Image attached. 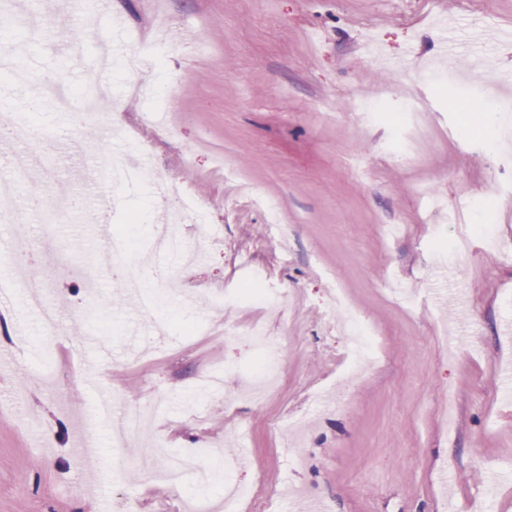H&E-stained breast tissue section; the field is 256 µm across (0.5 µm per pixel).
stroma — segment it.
Wrapping results in <instances>:
<instances>
[{"label": "stroma", "mask_w": 512, "mask_h": 512, "mask_svg": "<svg viewBox=\"0 0 512 512\" xmlns=\"http://www.w3.org/2000/svg\"><path fill=\"white\" fill-rule=\"evenodd\" d=\"M111 2L107 12L94 0H39L35 27L0 13V49L27 39L44 51L31 79L0 75V95L13 100L0 115L43 145H16L0 164V193L25 204L36 181L82 196V160L120 101L125 132L111 148L146 153L151 165L121 188L109 223L150 221L164 207L156 181L174 180L186 200L210 202L181 228L205 252L185 269L138 239V260L181 282L158 300L172 329L157 336L132 330L134 299L113 303L124 290L114 269L130 260L97 248L90 217L58 225L54 254L40 232L47 211L0 223V239L70 270L45 282L61 333L43 330L23 291L0 306L10 326L0 350L13 360L0 370V512H184L188 499H223L228 477L251 490L239 512H267L272 497L279 512H298L292 487L329 512H512V130L484 149L472 115L452 104L477 95L512 112L502 84L512 0H165L160 34L145 0ZM112 11L123 30L112 29ZM130 49L145 61L134 76L123 64ZM45 71L87 97L106 82L111 96L96 119L71 126L36 104ZM403 84L430 111L400 130L387 111L364 120L367 103ZM161 102L163 128L144 124ZM400 134L407 150L393 143ZM60 138L73 156L54 151ZM260 196L278 202L281 228ZM462 198L470 222L495 224L497 235L469 237L448 263L438 244L466 226L427 223L423 208ZM255 271L294 302L249 305ZM331 281L376 338L379 359L364 373L342 372L348 331ZM219 320L277 342L279 382L264 403L247 395L258 353L246 337L187 333ZM89 358L117 403L166 401L152 435L173 453L198 452L207 480H147L140 434L114 444L96 388L77 374ZM214 370L223 392L202 386ZM281 416L297 426L271 430ZM87 432L100 449L96 482L72 455Z\"/></svg>", "instance_id": "1"}]
</instances>
